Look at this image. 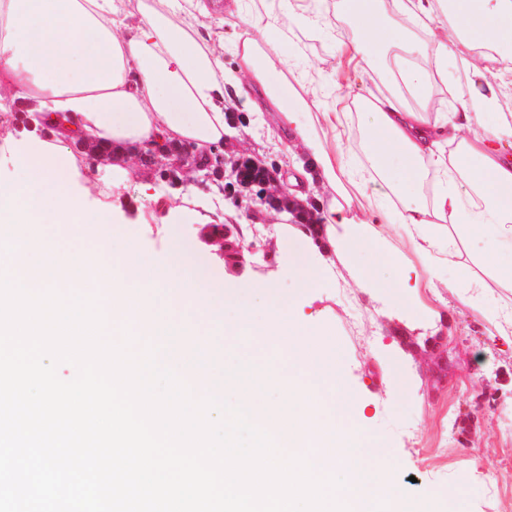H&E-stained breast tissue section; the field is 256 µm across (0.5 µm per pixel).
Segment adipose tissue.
Instances as JSON below:
<instances>
[{
  "label": "adipose tissue",
  "instance_id": "ef3b65f1",
  "mask_svg": "<svg viewBox=\"0 0 512 512\" xmlns=\"http://www.w3.org/2000/svg\"><path fill=\"white\" fill-rule=\"evenodd\" d=\"M115 0H0V100L23 104L29 115L60 124L51 139L19 144L0 126V149L15 160L17 177L0 180V270L10 267L26 288L56 285L99 288L109 305V328L135 321L141 335L165 328L149 313L142 288L165 291L169 305L189 308L181 322L193 333L204 322L227 336L255 335L256 348L224 355V381L242 384L260 370L261 347L279 356L280 384L300 411L255 409L251 421L266 428L276 444L306 453L315 474L346 478L343 497L355 512H416L389 467L362 465L363 450L380 453L384 442L356 417L357 395L335 378V350L324 341L322 324L306 321L294 299L266 289L265 322L251 329L252 291L227 288L216 279L191 280L195 264L178 237H171L164 258L142 255L128 239L113 265L77 272L75 259L60 244L61 226L79 228L91 242L112 246L114 189L131 174L127 150L155 141L191 143L201 151L223 144L229 127L224 115V52L189 48L184 28L147 10L133 25L120 24ZM261 13L232 10L247 36L233 52L260 95L256 112L272 113L277 128L308 149L311 163L345 197L356 198L360 214L330 208L324 219L325 247L346 263L382 250L376 224L395 225L419 260L411 266L393 258V281L361 270L366 288L383 294L412 321L428 317L416 304L421 287H437V268L456 267L467 288L484 285L462 262L459 242L481 236L490 243L479 256L500 287L512 290V0H342L330 18L342 29L341 45L359 72L385 70L384 89L366 100L359 119L363 146L375 178L356 181L351 161L336 157L325 141L310 133L316 102L307 95L306 71L283 50V19L304 17L309 0H269ZM495 53L505 75L490 84L484 76L488 53ZM465 69L468 87L449 111L428 105L435 77L453 78ZM295 74L300 88L292 107L271 74ZM496 117L494 128L473 133L483 115ZM84 142L107 148L101 157L75 153ZM442 179L432 201L418 190L429 170ZM102 200L89 206L87 197ZM237 319L228 323L225 311Z\"/></svg>",
  "mask_w": 512,
  "mask_h": 512
}]
</instances>
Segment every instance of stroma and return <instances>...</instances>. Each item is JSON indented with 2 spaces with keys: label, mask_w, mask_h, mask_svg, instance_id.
<instances>
[{
  "label": "stroma",
  "mask_w": 512,
  "mask_h": 512,
  "mask_svg": "<svg viewBox=\"0 0 512 512\" xmlns=\"http://www.w3.org/2000/svg\"><path fill=\"white\" fill-rule=\"evenodd\" d=\"M225 0H207L209 18L191 35L200 46L224 43L232 47L244 31L224 12ZM339 35L305 20L292 21L286 30L283 51L312 77L314 95L321 109L339 113L341 123L330 128L312 122V135L331 146L356 151L364 175H372L369 159L358 146L362 138L359 103L377 93L379 84L360 77L347 52L339 48ZM225 112L239 116L232 149L236 156L279 164V183L289 180L290 166L304 161L303 151L287 155L267 125L254 123L245 97L231 94ZM133 175L114 198L116 236L113 252H121L126 235H133L145 253L163 256L169 234L192 239L206 265L192 269L195 277H215L225 287L274 288L293 293L296 305L309 320L325 326L328 343L338 346L341 359L336 372L358 394L359 414L388 448L383 462L395 480L416 501L432 504L435 512H494L500 497L512 498V342L506 341L483 320L481 310L495 299L512 294L490 286L486 295L465 288L421 289L418 304L436 311L431 322L407 324L395 318L386 299L370 296L357 287L343 266L319 288L299 291L288 268V246L277 237L284 215L265 212L251 222L250 241L255 250L242 268L225 265L200 232L202 225L237 221L229 201L215 190L197 184L192 173L182 174L179 185L169 186L153 166L133 161ZM196 332L206 340L203 349L190 347L180 328L168 327L158 339L159 359H176L198 373L208 375L226 402L242 395L237 386L224 383V335L207 325ZM442 334L453 344L448 354V374L438 376L435 359L425 350L429 337ZM400 354L401 365L412 386L400 393L386 381L387 358ZM378 458L364 455L365 467L378 466ZM466 478V495L449 497L459 478Z\"/></svg>",
  "instance_id": "obj_1"
}]
</instances>
